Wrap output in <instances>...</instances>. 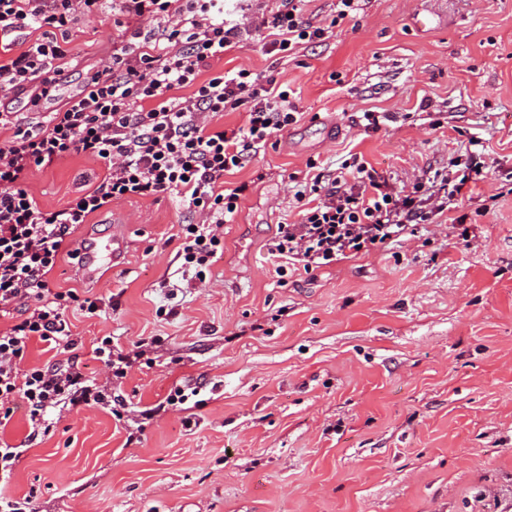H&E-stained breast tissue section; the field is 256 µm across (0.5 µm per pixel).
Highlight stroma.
Returning <instances> with one entry per match:
<instances>
[{"instance_id":"obj_1","label":"stroma","mask_w":512,"mask_h":512,"mask_svg":"<svg viewBox=\"0 0 512 512\" xmlns=\"http://www.w3.org/2000/svg\"><path fill=\"white\" fill-rule=\"evenodd\" d=\"M334 7L303 5L305 22L331 26L325 41L283 56L254 32L213 66L275 79L297 120L225 173V188L250 189L206 283L182 285L191 215L177 194L113 202L75 233L115 236L119 259L93 283L73 259L54 269L98 310L70 306L75 347L31 341L21 367L74 362L110 399L56 409L34 440L17 402L0 440L20 457L0 499L31 512H512V0H362L337 22ZM121 37L77 23L56 97L0 106L35 126ZM470 151L487 165L458 210L470 245L448 211L330 266L270 256L278 225L299 220L296 190L342 162L408 191ZM101 169L76 156L28 189L57 209ZM105 336L129 358L124 376L95 356ZM177 387L189 400L167 404Z\"/></svg>"}]
</instances>
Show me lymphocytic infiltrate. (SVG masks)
I'll return each mask as SVG.
<instances>
[{"label": "lymphocytic infiltrate", "mask_w": 512, "mask_h": 512, "mask_svg": "<svg viewBox=\"0 0 512 512\" xmlns=\"http://www.w3.org/2000/svg\"><path fill=\"white\" fill-rule=\"evenodd\" d=\"M301 2L280 0L263 20L241 14L228 24L224 0H112L126 38L113 44L102 71L34 129H15L11 111H0V131L9 133L0 139V314L24 307L0 329V421L11 418L20 400L33 431L46 433L50 410L104 402L105 387L88 383L74 365L25 371L19 365L33 340L60 352L73 347L64 317L70 304L96 313L95 301L80 299L73 288H52L49 276L75 229L112 201L180 194L195 218L184 233L181 267L207 274L222 244L224 218L247 190L243 184L225 189V172L293 124L296 111L287 91L250 70L205 81L200 75L244 32L270 30L266 50L279 54L323 39L324 28L303 21ZM102 13V0H0V42L30 40L18 55L0 60V92L26 94L30 109H40L63 80L59 62L69 50L62 36L78 19L91 22ZM240 109L242 127L214 129L215 116ZM80 155L103 161V174L63 208L41 209L27 188L30 177ZM484 169L480 158L458 156L406 194L362 163L315 178L295 193L300 221L279 225L269 252L309 270L385 246L451 210Z\"/></svg>", "instance_id": "obj_1"}]
</instances>
